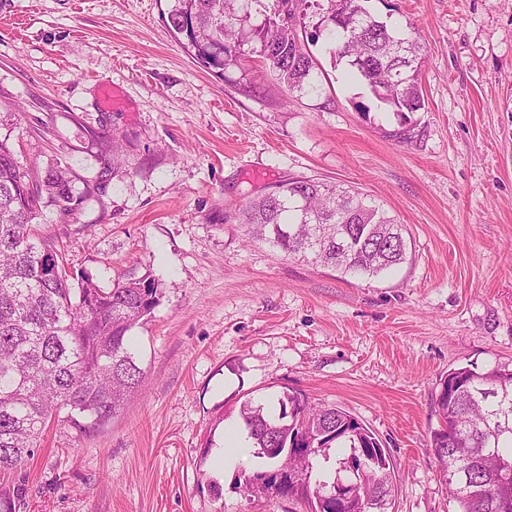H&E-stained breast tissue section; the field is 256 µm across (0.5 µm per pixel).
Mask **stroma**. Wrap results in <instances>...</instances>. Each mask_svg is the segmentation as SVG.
<instances>
[{
  "label": "stroma",
  "instance_id": "stroma-1",
  "mask_svg": "<svg viewBox=\"0 0 512 512\" xmlns=\"http://www.w3.org/2000/svg\"><path fill=\"white\" fill-rule=\"evenodd\" d=\"M168 0H0V138L22 170L89 188L38 221L103 287L151 275L143 389L107 425H50L23 512H307L249 497L253 458L203 456L246 399L283 389L350 412L385 446L395 512H457L429 448L440 380L512 364V0H370L420 42L425 111L398 120L326 40L323 91L286 97L256 59L216 76L168 30ZM124 164L104 169L113 139ZM310 177L403 224L407 260L352 277L248 240L224 211ZM207 473L221 488L198 480Z\"/></svg>",
  "mask_w": 512,
  "mask_h": 512
}]
</instances>
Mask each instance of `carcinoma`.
Returning a JSON list of instances; mask_svg holds the SVG:
<instances>
[{
  "label": "carcinoma",
  "mask_w": 512,
  "mask_h": 512,
  "mask_svg": "<svg viewBox=\"0 0 512 512\" xmlns=\"http://www.w3.org/2000/svg\"><path fill=\"white\" fill-rule=\"evenodd\" d=\"M370 0H172L168 24L198 64L217 76L240 62L241 46L292 94H318L316 60L302 36L308 14L318 17L335 62L344 63L371 95L390 107L402 129L392 137L412 139L408 115L426 110L420 79L421 47L367 7ZM89 195L76 191L70 172L50 165L27 178L14 153L0 140V472L31 459L49 423L66 420L83 431L98 429L145 383L133 329L144 325L160 303L159 283L145 274H124L103 288L86 275L66 270L55 240L33 221L53 206L69 216ZM245 224L250 237L291 259L344 273L376 276L406 261L402 225L379 206L341 184L294 178L261 197L245 198L224 215ZM278 411L247 399L239 419L256 457L268 468L242 475L248 493L318 505L317 496L347 486L339 507L322 512H385L395 485L390 466L360 450L376 438L346 410L317 406L300 392L277 398ZM438 428L431 451L459 512H512V370L468 364L448 371L435 400ZM288 448V457L266 454ZM336 449L328 475L319 460ZM357 458L355 470L348 459ZM301 469L308 480L275 483L280 467ZM24 484L0 488V512H16Z\"/></svg>",
  "instance_id": "cac0c4a2"
}]
</instances>
